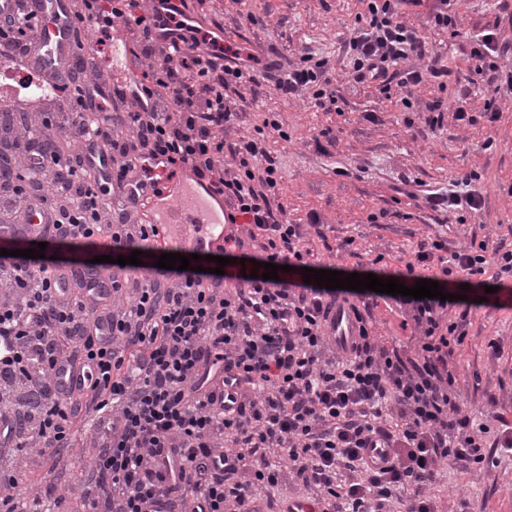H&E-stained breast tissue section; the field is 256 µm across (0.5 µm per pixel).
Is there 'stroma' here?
Wrapping results in <instances>:
<instances>
[{
  "label": "stroma",
  "instance_id": "stroma-1",
  "mask_svg": "<svg viewBox=\"0 0 512 512\" xmlns=\"http://www.w3.org/2000/svg\"><path fill=\"white\" fill-rule=\"evenodd\" d=\"M436 4L425 0L407 9L404 21L426 34L431 52L452 66L447 88L428 77L415 87L392 81L385 93L354 81L346 52L364 0H205L191 10L196 25L222 30L225 43L250 49L263 61L288 66L305 53L328 61L326 78L337 99L330 110L307 94L282 95L267 80L245 79L226 90L236 112L226 141L254 135L267 119L281 126L266 140L281 175L277 201L291 223L302 225L317 268L368 274L381 254L393 273L420 242L436 237L452 252L475 237L512 248V91L475 79L463 59L488 27L512 43V0H458L452 32L433 27L429 15ZM437 100L446 111L442 127L434 129L426 118ZM489 101L499 112L492 123L483 116ZM460 109L469 120L455 119ZM470 190L482 198L481 209L472 213L459 215L426 200L431 192ZM313 213L320 227L309 226ZM348 239L351 249L342 250ZM490 282L487 275L448 278L450 293L483 301L469 317L456 358L459 394L481 417L498 405L512 407V281L481 295L480 285ZM492 339L501 341L500 354L489 349ZM94 422V413L80 411L70 447L45 459L21 458L24 487L45 505L64 487L86 480ZM497 457V465L479 471H441L428 493L467 503L469 512H512V452L501 450Z\"/></svg>",
  "mask_w": 512,
  "mask_h": 512
}]
</instances>
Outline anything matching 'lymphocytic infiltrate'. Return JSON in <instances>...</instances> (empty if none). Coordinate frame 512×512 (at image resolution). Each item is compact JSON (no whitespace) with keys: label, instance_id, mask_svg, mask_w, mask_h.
<instances>
[{"label":"lymphocytic infiltrate","instance_id":"1","mask_svg":"<svg viewBox=\"0 0 512 512\" xmlns=\"http://www.w3.org/2000/svg\"><path fill=\"white\" fill-rule=\"evenodd\" d=\"M365 26L348 43L353 78L388 91L391 68L416 58L403 84L440 79L451 70L430 61L424 33L401 19L402 5L423 0H366ZM186 0H73V21L97 47L115 24L136 33L148 70L130 91L92 105L95 61L73 68L67 111L46 112L39 128H0V150L21 159L25 175L0 166V228L45 213L53 237L102 241L113 256L149 254L147 277L134 265L113 272L110 297L101 281L61 290L59 265L0 256V447L22 442L44 456L67 447L82 405L97 415L93 489L80 512H286L287 500L259 503L258 491L292 481L308 493L311 512H392L398 492L412 489L407 512H439L424 487L440 469L480 470L497 450L512 451V421L471 416L458 393L454 355L467 339L469 310L450 316L452 301H392L410 318L408 345L376 336L370 324L378 295L327 289L293 277L311 264L299 225L273 201L281 180L264 136L224 144L233 120L224 90L257 71L284 95L328 98L326 62L259 64L257 56L221 43L189 23ZM34 30L27 0L0 11V59L28 55ZM496 30L469 51L478 76L493 72L512 89V69ZM109 157L102 172L85 153ZM224 201L229 251L252 245L257 261L282 266L272 280L240 274L161 269L154 224L125 196L129 180L157 185L175 170ZM438 283L460 270L512 280V249L470 241L446 253L441 239L420 243L393 277L414 287L432 267ZM353 313L357 334L337 349L330 327L337 308ZM67 360L88 373L68 393L54 383ZM237 388L225 398L223 383ZM174 448L180 468L169 480L158 451ZM383 449L382 466L366 458Z\"/></svg>","mask_w":512,"mask_h":512}]
</instances>
